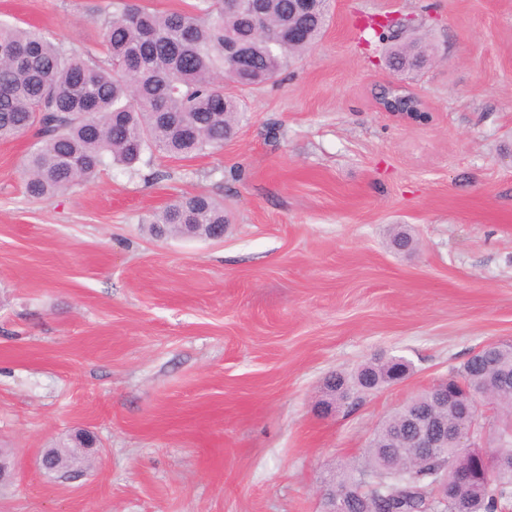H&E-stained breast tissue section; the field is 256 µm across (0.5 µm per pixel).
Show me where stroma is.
<instances>
[{
    "instance_id": "stroma-1",
    "label": "stroma",
    "mask_w": 512,
    "mask_h": 512,
    "mask_svg": "<svg viewBox=\"0 0 512 512\" xmlns=\"http://www.w3.org/2000/svg\"><path fill=\"white\" fill-rule=\"evenodd\" d=\"M109 0H0V18L94 46ZM406 15L431 60L393 79L358 23ZM222 149L144 158L46 201L0 141V512H322L375 428L491 340L512 341V0H333L322 39L243 91ZM165 171L162 180L155 171ZM223 238H158L182 196ZM414 239L389 247L396 226ZM401 356L411 374L323 410V382ZM85 429L79 477L41 466ZM377 98L386 110L404 122H423L429 118L428 114L424 116L425 111L420 110V104L414 96L407 93L403 87L393 84L382 86Z\"/></svg>"
}]
</instances>
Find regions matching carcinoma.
Wrapping results in <instances>:
<instances>
[{"instance_id": "obj_1", "label": "carcinoma", "mask_w": 512, "mask_h": 512, "mask_svg": "<svg viewBox=\"0 0 512 512\" xmlns=\"http://www.w3.org/2000/svg\"><path fill=\"white\" fill-rule=\"evenodd\" d=\"M263 21L227 0H195L190 9L161 13L122 5L101 22V49L77 48L39 30L0 21V140L37 126L40 139L29 152L23 177L27 194L46 199L96 178L102 168L133 169L147 153L186 158L222 147L234 134L243 99L224 92L215 77H238L240 90L262 87L323 36L332 0H308L297 9L291 0H261ZM299 28L303 38L289 36ZM406 26L369 20L360 29L366 44L398 37ZM414 40L393 45L386 66L408 76L427 62ZM377 98L390 112H418L419 102L393 84ZM228 218L224 206L202 196L182 197L149 220L158 237L207 238ZM485 364L468 358L450 374L458 383L497 401L487 427L491 451L461 450L448 444L422 458L405 447L404 408L377 427L364 457L333 475L342 512H505L512 508V343L490 345ZM411 365L373 361L353 373L331 376L336 403L358 399L408 374ZM414 410L435 412L448 427L467 418L465 398L448 408L424 393L410 400ZM82 441L49 456L54 468L82 465ZM451 472L470 474L448 485L435 500L436 482Z\"/></svg>"}]
</instances>
